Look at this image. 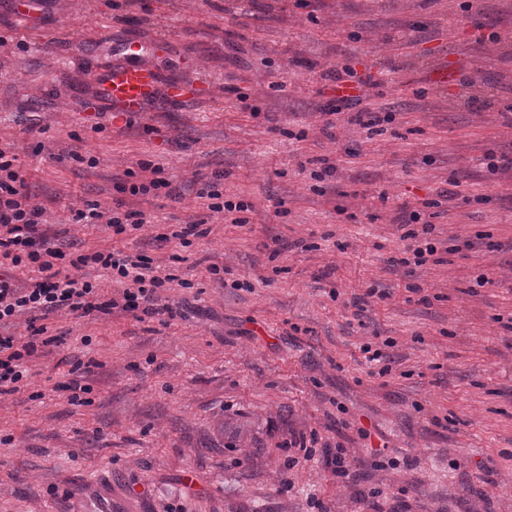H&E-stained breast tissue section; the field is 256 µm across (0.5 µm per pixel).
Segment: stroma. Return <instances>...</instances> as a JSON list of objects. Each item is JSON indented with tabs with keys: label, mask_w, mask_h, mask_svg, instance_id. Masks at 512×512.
<instances>
[{
	"label": "stroma",
	"mask_w": 512,
	"mask_h": 512,
	"mask_svg": "<svg viewBox=\"0 0 512 512\" xmlns=\"http://www.w3.org/2000/svg\"><path fill=\"white\" fill-rule=\"evenodd\" d=\"M37 28L0 0V149L57 267L143 253L178 314L49 315L0 397V512H88L96 481L118 512H512V169L485 161L512 157V0H47ZM128 38L197 98L100 111L90 65ZM346 66L372 80L334 114ZM140 161L177 196L117 192ZM87 203L147 222L73 223ZM410 230L437 248L420 266ZM76 363L84 405L56 388ZM311 435L347 476L288 445ZM146 214L142 211H125L124 213H113L107 221V225L116 236L127 233V226L131 229H140L146 224Z\"/></svg>",
	"instance_id": "obj_1"
}]
</instances>
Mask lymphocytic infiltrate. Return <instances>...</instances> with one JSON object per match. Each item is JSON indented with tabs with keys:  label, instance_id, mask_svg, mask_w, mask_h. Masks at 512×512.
<instances>
[{
	"label": "lymphocytic infiltrate",
	"instance_id": "1",
	"mask_svg": "<svg viewBox=\"0 0 512 512\" xmlns=\"http://www.w3.org/2000/svg\"><path fill=\"white\" fill-rule=\"evenodd\" d=\"M41 215L19 167L0 150V266L9 270L8 275H0V324L38 310L47 314L65 310L83 316L109 311L110 303L98 302L96 285L75 274L55 271V262L64 253L40 231ZM88 264L110 269L113 280L123 284L124 311L148 316L172 313V306L161 303L158 295L165 281L153 275L147 256L118 250L81 254L72 261L74 269ZM14 268L31 269L36 277L29 286L16 287L10 275ZM27 329L29 336L23 342L15 336L0 335V395L19 391L29 378V360L47 328L31 322Z\"/></svg>",
	"mask_w": 512,
	"mask_h": 512
}]
</instances>
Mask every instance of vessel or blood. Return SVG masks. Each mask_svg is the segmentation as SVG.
<instances>
[{"instance_id":"1","label":"vessel or blood","mask_w":512,"mask_h":512,"mask_svg":"<svg viewBox=\"0 0 512 512\" xmlns=\"http://www.w3.org/2000/svg\"><path fill=\"white\" fill-rule=\"evenodd\" d=\"M147 52L146 44L127 40L114 50L117 62L96 69V83L103 107L133 114L141 111L162 90L173 102L187 97L189 86L168 83L161 71L145 62Z\"/></svg>"}]
</instances>
